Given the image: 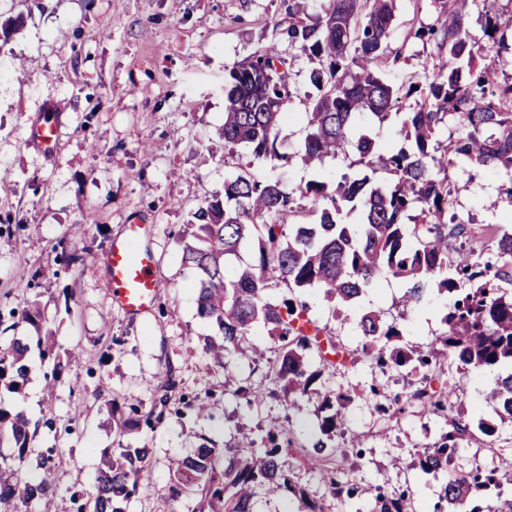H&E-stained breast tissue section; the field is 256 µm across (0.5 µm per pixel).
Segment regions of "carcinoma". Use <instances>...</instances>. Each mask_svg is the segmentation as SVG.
I'll use <instances>...</instances> for the list:
<instances>
[{
    "mask_svg": "<svg viewBox=\"0 0 512 512\" xmlns=\"http://www.w3.org/2000/svg\"><path fill=\"white\" fill-rule=\"evenodd\" d=\"M395 2L327 0L310 23L288 5L287 17L274 28L288 42V50L318 61L309 74L314 95L301 93L290 82L286 60L266 49L231 69L224 90V148L242 145L256 161L274 157L285 165L297 157L313 170L351 148L363 171L334 186L323 178L298 188L243 175L226 180L224 194L206 200L194 213L195 222L184 225L181 261L197 273L191 285L197 314L219 333L203 346L208 368H224L261 325L278 343L269 372L287 399L315 391L322 371L313 367L314 357L323 367L331 364L332 355L347 362L360 355L380 367L402 369L416 377L406 403L444 418L448 425L413 460L425 475L454 473L441 486L434 512H467L473 499L487 503L483 512H512V500L495 504L501 494L497 469L474 473L455 468L466 428L448 415V394L460 384L438 379L442 357L465 374L491 367L504 370L485 396L493 418L479 417L476 428L492 437L498 424L512 421V232L497 224L475 232L448 214L453 193L448 167L454 160L512 174V81H501L493 62L475 63L478 40L471 33L476 13L484 20V36L497 39L498 0H440L441 24L413 27L403 39L405 44L431 41L438 52L422 62L421 71L404 74L398 86L383 76V70L401 59V52L390 46ZM301 95L309 100L303 115L305 135L291 152L279 143V131L293 119L285 111L287 104ZM410 97L416 98V107L404 113L399 130L409 148L390 153L368 134H356L358 117L382 126L400 99ZM444 128L451 133L443 143L436 135ZM380 171L394 179L375 180ZM348 206L360 211L359 223L345 221ZM306 213L317 216L316 221H294ZM247 248L254 257L243 263L241 251ZM383 278L402 282V311L389 319L380 309L360 310L359 347L337 344L327 327L308 318L306 289H322L334 317L339 307L358 302ZM275 282L288 286V298L269 299ZM429 288L448 298V304L435 344L421 349L404 341L405 321ZM33 349L40 362H53L45 373L50 391L65 365L78 358L74 352L61 358L48 336L15 340L0 351V388L21 393L32 370ZM176 385L173 372H167L147 411H127L118 400H109L117 430L160 423L168 392ZM349 401L344 394L323 397L306 462L322 474L332 494L351 498L358 486L339 479L337 469L346 449L328 446L343 425L342 410ZM30 426L24 411L0 406V441L9 443V448H0V503L16 502L17 512H51L48 478L26 480L20 472L31 452ZM291 445L279 423L270 427L258 448L245 436L223 449L202 443L175 463L169 493L175 498L199 493L200 512H256L255 489L271 495L292 489L281 466ZM150 473L148 448H122L107 455L95 495L85 501L73 494L76 512H126L140 481ZM294 495L298 512H324L315 493L299 488ZM373 512H414L413 494L379 493Z\"/></svg>",
    "mask_w": 512,
    "mask_h": 512,
    "instance_id": "carcinoma-1",
    "label": "carcinoma"
}]
</instances>
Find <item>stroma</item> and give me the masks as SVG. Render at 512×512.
<instances>
[{"label":"stroma","instance_id":"1","mask_svg":"<svg viewBox=\"0 0 512 512\" xmlns=\"http://www.w3.org/2000/svg\"><path fill=\"white\" fill-rule=\"evenodd\" d=\"M285 15L283 0H0V349L32 335L20 312L36 302L62 350L80 353L53 394L44 391V369L37 365L22 395L0 389V405L24 408L38 426L27 469H35L38 453L53 449L55 512H75L72 491L93 495L105 453L126 446L150 449L153 472L128 512H196V497L175 504L168 498L176 461L205 437L221 446L242 429L262 440L274 420L295 444L284 470L323 495L326 512H370L377 492L406 489L414 492L416 512H433L441 482L409 463L435 441L442 419L411 406L389 419L377 412L408 392L401 373L365 359L330 366L317 383L321 393L352 397L336 445L348 433L364 437L360 459L341 463L366 489L350 499L327 494L305 464L302 448L312 438L316 402L281 397L266 375L276 351L265 330L250 338L264 349V361L234 359L229 368L203 372L202 347L212 329L196 313L193 275L178 258L179 232L205 200L223 191L225 180L244 175L296 188L314 176L296 160L284 167L273 158L253 161L242 147L225 150L220 137L230 70L261 47L287 55V42L273 28ZM436 17L432 0H397L390 44L405 52L387 69L390 81L418 71L420 58L434 53V45L407 44L403 36ZM43 114L60 126L49 155L28 141L30 125ZM448 174L455 184L450 209L464 221L479 226L512 215V203L500 195L511 180L506 173L459 163ZM134 219L149 227L142 245L154 252L162 283L155 309L141 315L114 304L104 262L111 236ZM84 222L88 237L69 243L75 262H56V241ZM47 265L55 275L34 278ZM402 293L398 283L380 280L336 318L321 290L309 289L305 299L310 317L352 348L359 342V308L393 312ZM445 304L426 293L408 316L409 343L429 346L442 330ZM170 370L178 381L172 400L209 395L211 416L197 417L187 406L154 428L118 433L107 401L149 407ZM498 374L492 368L462 377L452 363L445 369L448 380L464 381L448 403L471 426L460 470L512 471V424L490 438L473 429ZM240 385L259 390V397L235 398Z\"/></svg>","mask_w":512,"mask_h":512}]
</instances>
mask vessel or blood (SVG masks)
<instances>
[{
    "instance_id": "b4317fda",
    "label": "vessel or blood",
    "mask_w": 512,
    "mask_h": 512,
    "mask_svg": "<svg viewBox=\"0 0 512 512\" xmlns=\"http://www.w3.org/2000/svg\"><path fill=\"white\" fill-rule=\"evenodd\" d=\"M58 133L55 122L42 120L30 127L29 140L48 153L53 150ZM146 233L145 225H126L124 232L112 239L107 254L112 300L133 315L149 310L161 287L151 251L137 245Z\"/></svg>"
}]
</instances>
